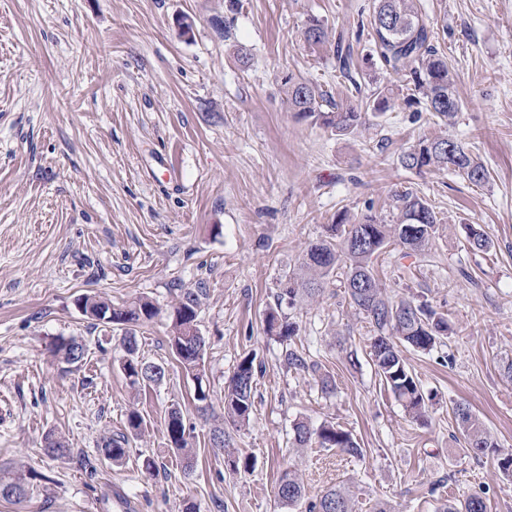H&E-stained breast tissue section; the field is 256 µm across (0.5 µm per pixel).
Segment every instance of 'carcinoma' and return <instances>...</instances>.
<instances>
[{"label":"carcinoma","mask_w":512,"mask_h":512,"mask_svg":"<svg viewBox=\"0 0 512 512\" xmlns=\"http://www.w3.org/2000/svg\"><path fill=\"white\" fill-rule=\"evenodd\" d=\"M370 47L358 50L365 27ZM357 23L344 28L336 36V70L355 91H361L357 80L363 68L376 63L388 71L405 77L421 95L425 111L441 122L455 123L462 104L453 89V78L447 58L434 44L433 31L423 18L419 0H375L369 25ZM325 23L315 17L307 21L304 39L310 46L329 41ZM288 110L301 119L347 136L365 123V113L335 103L327 91L306 81L287 76L284 79ZM391 92L380 87L370 95L366 107L375 114L389 110ZM400 165L418 173L425 169L457 171L474 183L488 178L485 165L462 143L447 137H422L399 157ZM441 218L427 200L405 187L394 192L389 217L362 214L353 219L347 211L336 214L334 223L326 225V235L309 245L301 263V273L281 282L277 300L313 298L321 291L326 278L342 270V284L349 303L373 328L370 353L377 374L405 411L415 421L425 422L430 396L408 368L402 347L409 346L428 353L451 331L448 319L427 302L415 297L398 301L389 299L374 268V260L384 249L394 245L404 257L416 258L421 264L430 257L432 243L438 234ZM468 245L474 251H486L492 241L481 227L469 225ZM203 289L183 294L171 314L170 349L186 377L194 384L193 401L201 415L213 412L210 387L204 368L207 342L198 328ZM81 313L93 320L111 324L121 331L120 343L125 355L121 370L131 389L158 385L166 376V368L140 354L136 326L158 315L159 309L150 300L139 298L128 304L115 305L97 295L77 299ZM266 333L280 341L295 335V327L275 311L266 315ZM51 354L67 365L79 364L85 358V345L75 337H58L50 344ZM255 357H241L233 375L224 386L223 421L236 428L247 425L253 413ZM453 415L463 436L465 449L475 456L498 454L497 464L505 474L512 473V452L501 453L492 435L473 414L469 405L457 403ZM127 424L130 436L107 437L101 452L105 459L121 464L128 456L129 437H140L144 419L136 409L129 411ZM170 448L181 456L185 469L195 466L193 428L186 424L184 413L173 408L165 421ZM293 445L306 448L315 442L321 448H337L350 455H359L362 448L352 435L332 423L313 430L305 421L295 423ZM45 451L59 459L70 456L66 442L51 434L45 437ZM30 474L23 470L0 472V498L20 500L29 489ZM277 497L284 505L302 502L305 489L299 475L286 468L281 471ZM306 512H352L351 501L344 487L328 489L308 504ZM444 512H487L484 499L473 495L445 507Z\"/></svg>","instance_id":"carcinoma-1"}]
</instances>
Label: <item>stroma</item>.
<instances>
[{
	"label": "stroma",
	"mask_w": 512,
	"mask_h": 512,
	"mask_svg": "<svg viewBox=\"0 0 512 512\" xmlns=\"http://www.w3.org/2000/svg\"><path fill=\"white\" fill-rule=\"evenodd\" d=\"M372 0H0V467L35 473L25 498L0 512H305L277 497L295 469L306 501L340 485L353 512H441L481 495L488 512H512V476L497 457L466 452L452 414L470 406L512 451V0H420L454 75L462 110L438 125L409 105L403 77L369 70L359 94L336 76L330 45L309 46V17L336 31ZM192 24L182 35L179 18ZM249 55L248 65L237 59ZM363 107L391 89L393 106L354 134L336 135L289 112L285 75ZM465 143L485 183L451 170L423 173L398 155L427 136ZM424 196L442 219L431 262L398 251L377 268L392 299L412 296L447 316L452 332L431 353L406 350L423 390L427 424L409 418L370 359L373 333L355 315L340 276L319 296L278 305L285 275L337 211L387 216L395 189ZM493 242L468 250L466 227ZM203 288L198 325L215 408L241 356H256L249 426L231 446L254 467L235 472L212 447V420L172 358L168 315L184 291ZM84 294L112 302L144 296L159 315L137 329L141 353L164 363L159 385L131 393L123 349L109 326L82 315ZM280 308L291 343L267 336ZM86 345L73 368L53 361L56 337ZM317 371L288 367L287 346ZM329 377L333 392L321 389ZM181 408L194 428L196 465L184 473L164 419ZM145 422L123 465L100 452L124 433L130 409ZM331 421L363 453L293 446V426ZM64 438L67 459L44 452ZM152 457L155 475L141 469Z\"/></svg>",
	"instance_id": "obj_1"
}]
</instances>
